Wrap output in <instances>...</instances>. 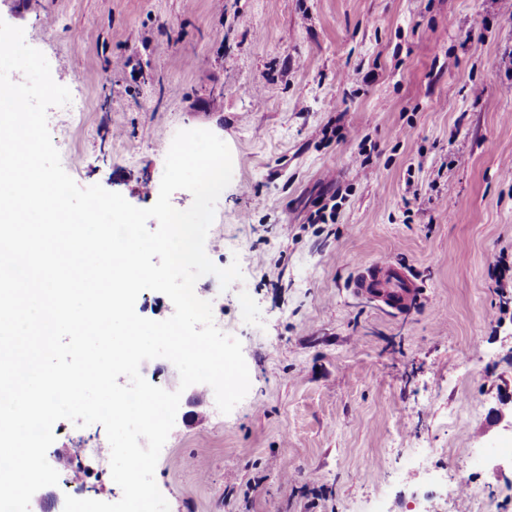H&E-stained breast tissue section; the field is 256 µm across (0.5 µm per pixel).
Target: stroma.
Listing matches in <instances>:
<instances>
[{
	"instance_id": "1",
	"label": "stroma",
	"mask_w": 512,
	"mask_h": 512,
	"mask_svg": "<svg viewBox=\"0 0 512 512\" xmlns=\"http://www.w3.org/2000/svg\"><path fill=\"white\" fill-rule=\"evenodd\" d=\"M53 80L90 103L48 116L82 187L152 206L167 142L207 129L229 147L205 250L243 281L196 295L242 343L246 397L180 402L156 483L170 512H512V0H0ZM167 50H158L159 42ZM367 166H360V159ZM330 208L334 217L317 219ZM407 270L395 311L353 286L361 262ZM47 460L122 497L102 425L55 423ZM470 479L450 497L410 449Z\"/></svg>"
}]
</instances>
